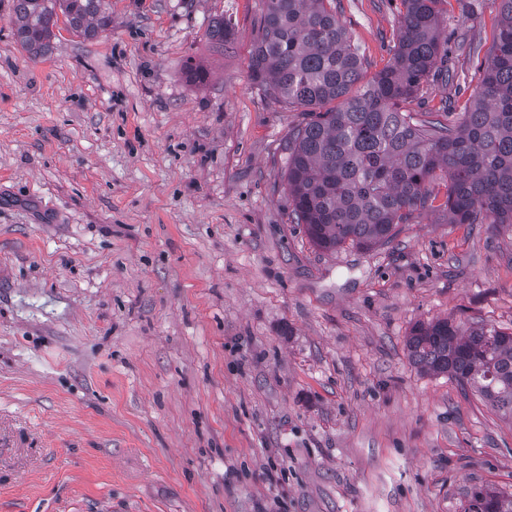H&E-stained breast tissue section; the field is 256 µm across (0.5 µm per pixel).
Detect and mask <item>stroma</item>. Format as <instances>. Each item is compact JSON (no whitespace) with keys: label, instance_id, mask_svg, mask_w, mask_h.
I'll list each match as a JSON object with an SVG mask.
<instances>
[{"label":"stroma","instance_id":"stroma-1","mask_svg":"<svg viewBox=\"0 0 512 512\" xmlns=\"http://www.w3.org/2000/svg\"><path fill=\"white\" fill-rule=\"evenodd\" d=\"M20 47L0 0V512H461L512 493V423L420 371L412 327L512 331V231L430 212L362 251L291 223L299 111L251 77L261 0H108ZM367 74L401 0H339ZM474 97L493 0H448ZM232 37L207 36L215 18ZM209 73L190 82L187 60ZM463 512H512V495L489 488H475L467 496Z\"/></svg>","mask_w":512,"mask_h":512}]
</instances>
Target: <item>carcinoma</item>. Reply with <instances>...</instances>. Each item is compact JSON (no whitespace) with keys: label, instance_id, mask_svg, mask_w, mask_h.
Masks as SVG:
<instances>
[{"label":"carcinoma","instance_id":"carcinoma-1","mask_svg":"<svg viewBox=\"0 0 512 512\" xmlns=\"http://www.w3.org/2000/svg\"><path fill=\"white\" fill-rule=\"evenodd\" d=\"M390 62L364 80L360 46L337 15L336 0H263L252 54L264 95L301 109L288 137L289 217L319 249L370 250L398 224L441 207L452 224L512 229V0H496L497 38L470 108L417 120L406 106L425 84L448 85L447 0H401ZM16 40L31 57L53 49L62 12L87 37L112 23L107 0H14ZM210 38L230 30L212 21ZM421 371L447 374L512 422V332L448 319L414 325L405 342ZM463 512H512V495L475 488Z\"/></svg>","mask_w":512,"mask_h":512}]
</instances>
